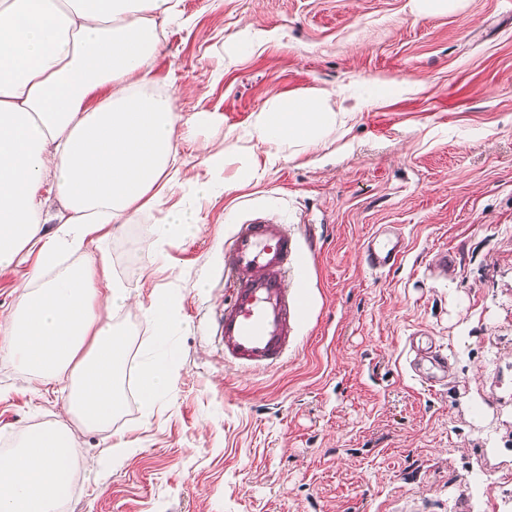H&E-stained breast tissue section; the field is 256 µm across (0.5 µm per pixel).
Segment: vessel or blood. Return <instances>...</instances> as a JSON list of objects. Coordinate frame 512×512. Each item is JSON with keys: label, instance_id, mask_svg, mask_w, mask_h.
Segmentation results:
<instances>
[{"label": "vessel or blood", "instance_id": "b4317fda", "mask_svg": "<svg viewBox=\"0 0 512 512\" xmlns=\"http://www.w3.org/2000/svg\"><path fill=\"white\" fill-rule=\"evenodd\" d=\"M405 251L400 234L369 237L365 264L375 272L395 266ZM313 255L298 247L287 225L255 219L239 226L224 250L230 296L219 322L224 360L240 367L279 364L310 311L306 281Z\"/></svg>", "mask_w": 512, "mask_h": 512}]
</instances>
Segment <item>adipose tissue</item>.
Listing matches in <instances>:
<instances>
[{
  "mask_svg": "<svg viewBox=\"0 0 512 512\" xmlns=\"http://www.w3.org/2000/svg\"><path fill=\"white\" fill-rule=\"evenodd\" d=\"M176 14V0H0V271L37 255L14 306L0 313V357L36 391L67 395L54 419L0 427V512H70L67 489L86 463L78 433L111 430L124 411L129 346L111 316L133 294L109 272V229L161 206L148 253L196 237L201 203L238 149L229 135L219 145L196 141L195 130L218 116L181 119L173 92L148 89L159 32ZM337 121L317 88L268 100L250 123L264 157L249 158L240 178L316 144ZM185 145L207 174L192 208L165 202ZM178 308L158 288L144 310L155 348L139 365L137 391L150 410L176 379L166 345Z\"/></svg>",
  "mask_w": 512,
  "mask_h": 512,
  "instance_id": "obj_1",
  "label": "adipose tissue"
}]
</instances>
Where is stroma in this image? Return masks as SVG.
I'll return each mask as SVG.
<instances>
[{"label": "stroma", "mask_w": 512, "mask_h": 512, "mask_svg": "<svg viewBox=\"0 0 512 512\" xmlns=\"http://www.w3.org/2000/svg\"><path fill=\"white\" fill-rule=\"evenodd\" d=\"M150 78L177 112L223 116L198 140L243 135L276 95L314 86L341 109L315 147L203 204L206 225L162 257L143 248L150 208L108 245L134 284L119 317L131 352L150 342L155 287L182 298L166 402L145 413L135 385L111 433L84 432L94 465L72 512H503L512 503V0H179ZM269 32L232 67L224 44ZM288 224L314 263L310 314L278 367L241 369L215 342L229 296L224 249L240 224ZM406 239L381 274L363 262L377 229ZM454 257L438 263L441 253ZM448 359L412 367L416 350ZM482 402L475 413L473 402ZM0 358V425L53 418ZM126 453L111 461L109 446Z\"/></svg>", "instance_id": "obj_1"}]
</instances>
